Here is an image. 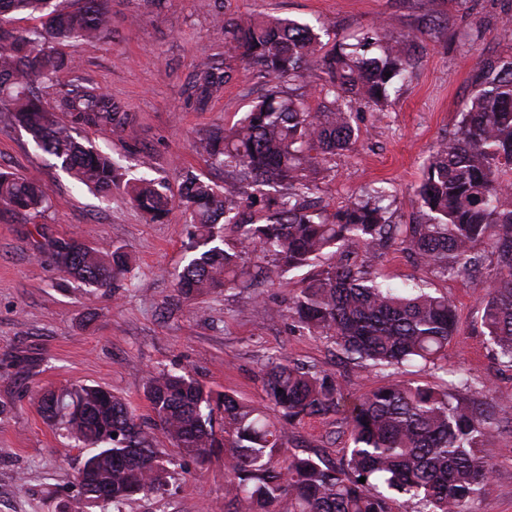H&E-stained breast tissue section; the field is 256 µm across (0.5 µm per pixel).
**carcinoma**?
Here are the masks:
<instances>
[{
  "mask_svg": "<svg viewBox=\"0 0 512 512\" xmlns=\"http://www.w3.org/2000/svg\"><path fill=\"white\" fill-rule=\"evenodd\" d=\"M108 0H84L63 12L54 0H0V114L32 136L37 147L83 186L102 196L123 186L149 221L161 220L172 198L146 180L124 181L112 158L60 119L110 133L126 119L123 107L78 76L79 63L60 47L112 39ZM200 9L224 24L229 57L259 67L268 94L235 125L199 135L196 150L229 174L219 190L186 174L179 204L188 215V260L176 282L185 297L219 287L249 288L294 270L319 266L288 302V317L313 336L333 342L357 364L445 369L441 358L458 333L448 296L417 282L380 281L382 251L407 252L439 277L478 267L477 248L489 245L497 268L481 322L502 363L512 367V59L478 62L474 92L457 127L427 160L414 204L416 224H392L378 188L334 212L311 201L327 158L354 151L358 135L352 104L374 112L391 103L404 79V51L382 27L357 42L322 51L325 23L314 28L288 18L245 15L224 20L215 0ZM10 14L40 25L18 30ZM321 73L310 111L295 82ZM239 73L236 65H203L191 90L219 94ZM54 91L48 106L42 90ZM270 187L274 194L256 193ZM0 204L29 215L44 212L49 196L32 175L0 171ZM52 265L95 288H114L133 268L122 246L99 249L76 236L38 245ZM268 407L206 388L191 374L149 373L144 394L153 418L139 416L99 386L77 385L36 394L40 413L63 426L84 455L77 482L81 498L101 512H122L135 495L169 492L168 442L206 462L224 451V512H392L390 493L416 501L418 512H472L489 486L492 466L478 456L494 430L469 404L448 391L408 383L376 387L350 410L346 458L328 465L287 455L288 425L324 419L339 410L340 392L326 371L311 372L275 358L262 370ZM117 436H112V433ZM365 482H359V478Z\"/></svg>",
  "mask_w": 512,
  "mask_h": 512,
  "instance_id": "cac0c4a2",
  "label": "carcinoma"
}]
</instances>
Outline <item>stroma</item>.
Masks as SVG:
<instances>
[{
	"label": "stroma",
	"mask_w": 512,
	"mask_h": 512,
	"mask_svg": "<svg viewBox=\"0 0 512 512\" xmlns=\"http://www.w3.org/2000/svg\"><path fill=\"white\" fill-rule=\"evenodd\" d=\"M225 18L244 14L324 20L326 46L354 42L375 26L399 43L411 67L391 93L386 111L360 108L356 152L329 158L315 192L334 210L363 190L386 188L393 223L416 216L411 199L433 146L461 119L476 62L512 57V35L502 29L512 0H220ZM112 39L76 43L66 51L81 61L80 75L121 102L131 114L121 130L102 134L78 126L81 138L123 166L128 177H145L178 195L183 175L223 183L224 172L199 155L196 136L229 126L265 94L270 82L240 70L223 92L198 104L188 87L194 71L223 63L224 31L196 0H112ZM483 36L467 50L463 35ZM0 168L40 174L51 205L39 217L0 205V512H99L78 501L75 475L82 455L41 416L35 393L95 385L121 397L137 414L150 413L144 395L152 371L181 369L217 392L264 403L260 374L270 358L331 372L341 392L340 410L327 419L287 428L283 449L301 457L339 461L347 445L346 418L356 399L382 385L418 382L445 387L449 372L468 370L491 382L478 395L456 388L458 397L490 413L512 398V368L504 366L481 326L480 306L495 274L496 257L480 248L483 269L442 278L419 270L400 251L380 260L383 280L395 286L425 280L454 302L459 334L448 346L447 372L346 362L333 344L294 326L289 297L304 276L296 270L254 290L217 288L178 297L175 282L186 264L187 216L172 205L163 220L149 222L129 195L113 190L99 198L37 148L23 128L0 117ZM79 236L93 245L127 247L135 258L131 277L113 289L78 284L38 259L39 238ZM495 436L481 451L493 467L489 489L472 512H512V422L494 424ZM175 461L169 494L134 496L123 512H224L223 453L201 465L166 447Z\"/></svg>",
	"instance_id": "1"
}]
</instances>
